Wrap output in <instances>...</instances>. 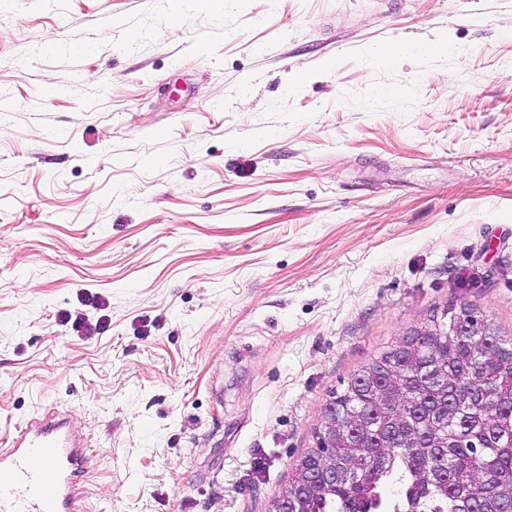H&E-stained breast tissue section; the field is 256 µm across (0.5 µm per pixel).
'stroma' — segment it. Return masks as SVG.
<instances>
[{
    "instance_id": "obj_1",
    "label": "stroma",
    "mask_w": 512,
    "mask_h": 512,
    "mask_svg": "<svg viewBox=\"0 0 512 512\" xmlns=\"http://www.w3.org/2000/svg\"><path fill=\"white\" fill-rule=\"evenodd\" d=\"M172 5L0 0V448L59 411L81 512H267L397 335L512 332V0Z\"/></svg>"
}]
</instances>
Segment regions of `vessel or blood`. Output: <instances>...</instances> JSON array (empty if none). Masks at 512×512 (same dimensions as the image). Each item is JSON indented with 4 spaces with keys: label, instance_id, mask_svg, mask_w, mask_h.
Segmentation results:
<instances>
[{
    "label": "vessel or blood",
    "instance_id": "1",
    "mask_svg": "<svg viewBox=\"0 0 512 512\" xmlns=\"http://www.w3.org/2000/svg\"><path fill=\"white\" fill-rule=\"evenodd\" d=\"M83 448L67 422L47 417L17 428L0 448V512H75Z\"/></svg>",
    "mask_w": 512,
    "mask_h": 512
}]
</instances>
